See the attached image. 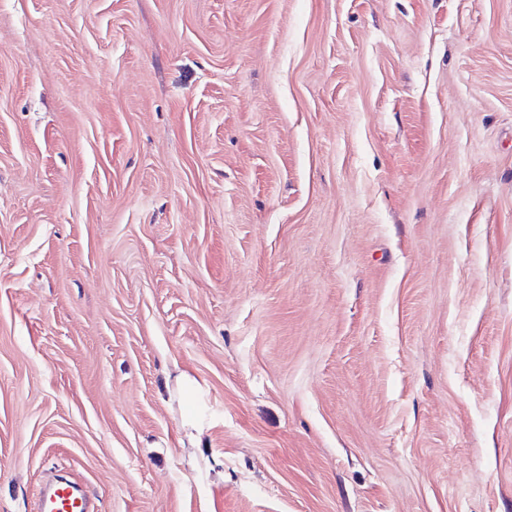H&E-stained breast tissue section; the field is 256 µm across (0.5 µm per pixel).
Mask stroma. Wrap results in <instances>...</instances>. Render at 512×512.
Instances as JSON below:
<instances>
[{
  "label": "stroma",
  "mask_w": 512,
  "mask_h": 512,
  "mask_svg": "<svg viewBox=\"0 0 512 512\" xmlns=\"http://www.w3.org/2000/svg\"><path fill=\"white\" fill-rule=\"evenodd\" d=\"M512 512V0H0V512ZM38 512H95L91 495L67 484H52L38 497Z\"/></svg>",
  "instance_id": "obj_1"
}]
</instances>
